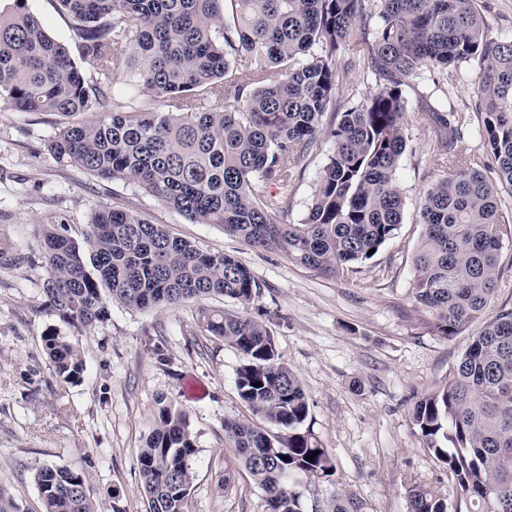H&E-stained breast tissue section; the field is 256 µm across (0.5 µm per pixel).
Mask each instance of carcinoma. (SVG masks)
<instances>
[{
    "label": "carcinoma",
    "instance_id": "obj_1",
    "mask_svg": "<svg viewBox=\"0 0 512 512\" xmlns=\"http://www.w3.org/2000/svg\"><path fill=\"white\" fill-rule=\"evenodd\" d=\"M477 0H58L73 21L80 61L21 0L0 7V107L64 118L47 144L55 158L132 182L200 224L305 268L374 282L360 269L393 239L405 201L396 171L405 151V92L424 70L477 60L480 135L493 165L448 168L458 129L425 102L436 172L417 215L415 311L446 339L483 319L446 381L418 397L412 422L469 502L468 512H512V307L487 314L512 212V40L489 36ZM353 46L356 56L343 60ZM376 82L363 102L334 112L340 73ZM249 79L243 80L242 73ZM168 104H120L92 73ZM331 142L300 224L288 222L296 176L320 138ZM50 306L79 329L114 303L161 309L221 296L241 311L203 315L205 330L242 356L240 399L265 422L224 421V437L266 496L269 512H368L344 490L318 497L336 474L310 427L308 396L280 361L267 325L250 315L261 285L236 257L205 251L121 205L94 214L81 238L41 235ZM55 374L77 383L79 342L50 331ZM318 452L308 459L312 452ZM196 453L185 411L162 402L139 452L147 512H187ZM44 512H97L84 476L64 463L37 469ZM409 512H448V498L416 485Z\"/></svg>",
    "mask_w": 512,
    "mask_h": 512
}]
</instances>
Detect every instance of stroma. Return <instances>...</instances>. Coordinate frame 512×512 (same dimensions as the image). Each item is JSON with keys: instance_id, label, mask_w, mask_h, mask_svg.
Masks as SVG:
<instances>
[{"instance_id": "obj_1", "label": "stroma", "mask_w": 512, "mask_h": 512, "mask_svg": "<svg viewBox=\"0 0 512 512\" xmlns=\"http://www.w3.org/2000/svg\"><path fill=\"white\" fill-rule=\"evenodd\" d=\"M23 6L54 39L73 46L70 19L56 0ZM477 74L473 61L451 66L444 85L448 109L463 125L457 158L467 165L491 160L478 134ZM431 86L425 72L406 92L407 146L397 168L403 222L364 266L369 288L248 246L219 225L192 222L136 184L59 163L47 149L59 116L0 109V512H43L34 473L51 463L83 474L99 512H146L139 450L159 400L176 396L197 448L188 512H268L263 491L224 438L225 420L252 416L236 388L241 356L203 328V312H238L234 301L212 297L149 311L113 304L104 320L80 330L41 292L42 226L65 225L77 238L114 202L201 249L235 256L260 282L261 318L302 382L308 420L336 462L337 481L321 483L320 496L342 487L368 512H407V491L420 485L447 495L448 512H467L410 420L416 398L447 377L468 342L464 334L449 340L429 333L413 310L416 212L434 148L420 112ZM328 151L319 145L304 164L290 200L292 223L306 217ZM51 330L79 338L81 382H61L52 371L43 352Z\"/></svg>"}]
</instances>
